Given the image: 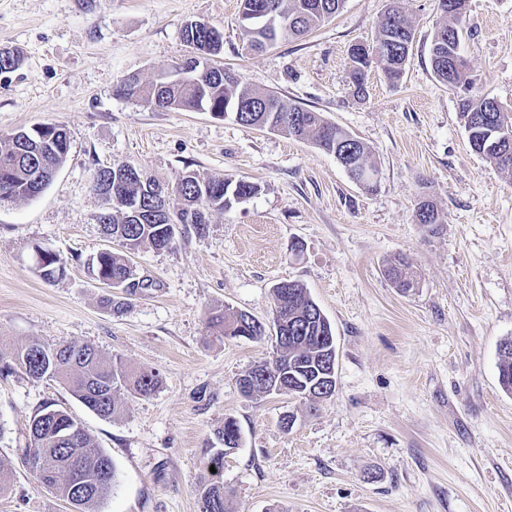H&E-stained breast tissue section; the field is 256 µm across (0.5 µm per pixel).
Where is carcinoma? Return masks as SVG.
<instances>
[{
    "label": "carcinoma",
    "mask_w": 512,
    "mask_h": 512,
    "mask_svg": "<svg viewBox=\"0 0 512 512\" xmlns=\"http://www.w3.org/2000/svg\"><path fill=\"white\" fill-rule=\"evenodd\" d=\"M344 0H242V10L254 8L257 15L243 19L244 37L250 46L263 50L282 38L302 37L333 18ZM447 0H439L446 18L435 31L429 55L437 79L449 88L470 90L473 79L468 64L453 67L458 45L461 44L464 15L451 13ZM205 23H196L182 32L183 41L207 50L209 56L219 55L224 42H215ZM377 40L387 48L383 69L395 82L404 66L395 49L403 42L414 43L415 31L397 7L383 15L378 25ZM19 62L18 52L0 48V74L10 73ZM370 58L349 50V78L356 93L364 92ZM120 94L136 98L154 110L206 111L235 114L238 122L260 129L275 126L279 132L301 140H309L327 153L347 152L356 164V180L370 188L376 174L371 149L361 140L345 143L347 131L328 122L321 113L298 106L270 92L248 86L229 69L212 64L185 76L164 72L150 82L136 79L121 82ZM479 98L465 95L458 99L459 117L468 135L471 149L497 169L512 175V113L494 107L491 119H474L473 106ZM70 147V133L62 125H48L42 131L21 130L0 139V201L33 199L42 194L65 164ZM177 195L169 196V187ZM162 184L143 173L128 178L116 190L141 201L149 216L145 221L127 218L125 211L112 206V221L102 225L104 235L112 239L115 248L99 252L91 262L90 272L97 281H131L135 271L128 253L148 245L157 251L174 248L169 225L193 224L198 228L209 223L210 215L223 212L258 192V185L246 180L203 178L193 170L180 174L173 185ZM406 265L398 263L386 268L387 277L400 288L412 287L405 277ZM40 277L54 281L66 273L65 263L55 254H48L37 268ZM273 320L280 322L281 339L275 340L278 350L258 365L273 366L268 380L280 376L296 389L295 396L315 402L327 399L335 389L323 390L329 384L325 349L329 347L333 329L327 317L319 318L313 311L319 305L307 289L298 282L289 288L273 287ZM208 327L217 335L260 340L272 335V329L245 312L228 309L209 318ZM499 380L512 391V340L501 344ZM28 377L48 378L67 385L71 395L97 415L110 418L119 410L118 396L123 391L149 395L159 387V376L148 372H130L117 360L105 359L89 344H57L53 347L37 338L27 340L12 353L11 359L0 362V375L15 369ZM254 369L239 380L241 393L250 397L256 393H272L271 384L252 383ZM28 433L30 444L21 449V460L34 480L56 497L69 502L76 512H96L98 503L114 485L115 474L109 456L97 445L65 408L47 404L31 418ZM220 448H207L208 466L221 472L224 449L240 440L235 419H224L218 431ZM234 491L224 482L209 479L199 485L200 512H229Z\"/></svg>",
    "instance_id": "cac0c4a2"
}]
</instances>
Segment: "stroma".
<instances>
[{
	"label": "stroma",
	"instance_id": "obj_1",
	"mask_svg": "<svg viewBox=\"0 0 512 512\" xmlns=\"http://www.w3.org/2000/svg\"><path fill=\"white\" fill-rule=\"evenodd\" d=\"M389 2L345 0L323 26L255 52L240 0H0V47L21 53L0 74V136L40 124L71 132L49 187L0 203V352L35 336L91 344L161 377L150 395L122 392L105 419L58 381L0 376V458L12 468L0 512H75L21 462L47 404L66 407L114 464L96 512H199L205 451L228 417L241 434L222 472L233 512H512V393L498 370L512 339V176L471 149L456 92L433 74L437 0H402L415 29L404 73L393 82L372 64L355 94L348 51L373 42ZM194 20L223 35L215 65L366 143L374 187L312 142L117 94L126 75L148 81L186 58L181 30ZM462 49L474 94L512 111V0H469ZM119 164L170 184L191 168L259 190L204 231L181 227L172 250L130 254L145 286L116 315L88 264L108 246L93 179ZM425 198L444 218L434 231L415 221ZM41 249L65 262L64 278L39 277ZM398 257L416 282L407 292L385 274ZM288 280L336 336V392L314 407L242 395L239 378L272 343L208 327L226 307L271 322L272 288Z\"/></svg>",
	"mask_w": 512,
	"mask_h": 512
}]
</instances>
